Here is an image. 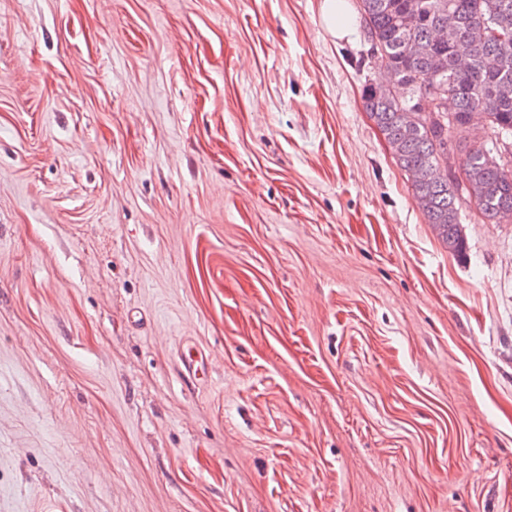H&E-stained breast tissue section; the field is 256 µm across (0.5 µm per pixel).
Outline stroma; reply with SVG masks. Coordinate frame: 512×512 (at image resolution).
I'll return each mask as SVG.
<instances>
[{
	"mask_svg": "<svg viewBox=\"0 0 512 512\" xmlns=\"http://www.w3.org/2000/svg\"><path fill=\"white\" fill-rule=\"evenodd\" d=\"M321 4L0 0V512H512V219Z\"/></svg>",
	"mask_w": 512,
	"mask_h": 512,
	"instance_id": "35a3bbf8",
	"label": "stroma"
}]
</instances>
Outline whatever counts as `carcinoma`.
<instances>
[{"mask_svg": "<svg viewBox=\"0 0 512 512\" xmlns=\"http://www.w3.org/2000/svg\"><path fill=\"white\" fill-rule=\"evenodd\" d=\"M359 10L388 74V85L364 86L365 109L428 223L459 253L461 204L484 224L512 212V0H359ZM475 113L483 135L456 140Z\"/></svg>", "mask_w": 512, "mask_h": 512, "instance_id": "1", "label": "carcinoma"}]
</instances>
